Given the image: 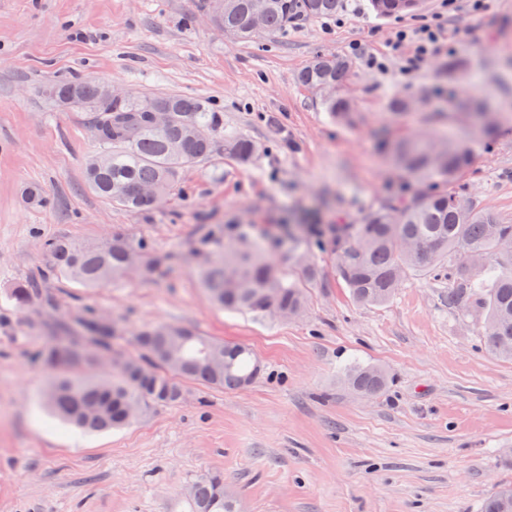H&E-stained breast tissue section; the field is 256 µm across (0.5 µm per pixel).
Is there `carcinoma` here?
<instances>
[{
  "label": "carcinoma",
  "instance_id": "cac0c4a2",
  "mask_svg": "<svg viewBox=\"0 0 512 512\" xmlns=\"http://www.w3.org/2000/svg\"><path fill=\"white\" fill-rule=\"evenodd\" d=\"M217 24L234 40L252 41L281 33L290 25L333 17L346 0H222ZM422 0H370L373 13L382 18L412 13ZM352 71L343 55L319 56L299 74L300 84L321 97L333 118L353 117L350 99L339 93ZM80 98L94 113L100 129L102 153L87 164V181L98 195L129 210L150 213L168 194L180 170L206 158L214 149L210 133L223 127L221 111L189 96H129L109 98L104 85L80 77L55 83L51 100L69 106L70 96ZM163 107L171 112L166 131L148 124L147 112ZM462 112L482 124L493 141L495 123L481 103L470 98L459 104ZM209 132L206 137L198 130ZM181 145L178 152L170 143ZM226 149L241 161L257 146L245 137H232ZM399 171L420 184L409 194L395 196L383 207L366 213L358 224L334 226L337 272L360 305H381L395 294L410 273H438L443 262L457 259L451 272L448 308L476 313L483 318L482 342L495 354L512 359V224L499 214L471 204L460 176L472 162L471 150L449 140L415 135L390 145ZM150 186L153 199L139 189ZM24 198L32 207H47L50 199L32 186ZM209 262L200 278L213 302L230 311H245L266 319H287L305 308L302 288L284 277L267 257L266 249L251 235V225H218L201 241ZM50 272L85 287H95L124 276L131 261L139 263L147 279L168 267L169 257L142 241L130 244L121 234L101 244H77L64 236L42 244ZM477 252L486 261L480 267L466 264ZM10 299L23 311L38 302L45 308L54 299L35 281L12 289ZM101 316L74 314L56 322L58 340L40 354L43 362L60 368L46 401L60 418L88 432L122 428L140 420L156 405L180 404L185 382L194 380L227 389L259 375L250 350L208 339L176 325L156 324L135 335L139 355L129 356L116 345L122 328H105ZM118 353L123 363L110 367L112 375L99 378L95 347ZM386 372L376 366L348 371L347 384L356 394L373 396L385 389ZM189 512H238L237 501L224 491V475L209 473L196 480L188 492ZM483 512H512V487L500 489Z\"/></svg>",
  "mask_w": 512,
  "mask_h": 512
}]
</instances>
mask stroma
Wrapping results in <instances>:
<instances>
[{
	"label": "stroma",
	"instance_id": "stroma-1",
	"mask_svg": "<svg viewBox=\"0 0 512 512\" xmlns=\"http://www.w3.org/2000/svg\"><path fill=\"white\" fill-rule=\"evenodd\" d=\"M200 0H0V512H188L192 480L224 475L241 512H482L512 487V360L481 342L482 322L450 309L448 279L408 277L379 306L355 303L339 279L331 243L302 242L309 225L356 224L404 179L381 138L469 141L461 177L473 205L512 222V0L481 14L466 0L444 10L376 16L347 0L336 16L274 37L236 42ZM445 13L450 49L404 72L394 32ZM353 62L342 88L351 122L336 121L297 80L316 56ZM370 57L383 69L368 68ZM462 72L448 75V60ZM79 76L142 95H185L224 110L213 153L183 168L149 216L96 195L86 163L101 151L93 115L47 95ZM482 94L497 131L460 112L458 95ZM406 98L409 111L394 108ZM258 150L240 161L232 136ZM41 186L46 208L26 204ZM241 221L288 277L306 256L302 315L288 320L213 305L198 246L215 225ZM170 254L149 280L121 277L97 288L46 276L41 243L65 236L99 243L112 232ZM35 280L57 308L16 311L11 288ZM96 311L120 325L133 351L140 329L171 323L238 343L262 367L236 390L192 384L176 407L132 426L88 435L50 418L41 395L55 367L41 363L64 314ZM382 367L386 389L360 396L346 369Z\"/></svg>",
	"mask_w": 512,
	"mask_h": 512
}]
</instances>
